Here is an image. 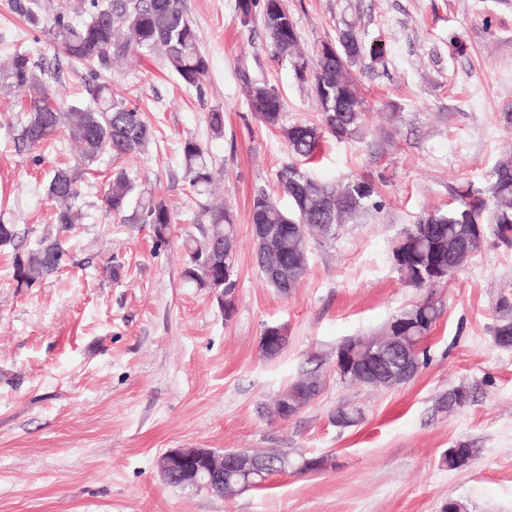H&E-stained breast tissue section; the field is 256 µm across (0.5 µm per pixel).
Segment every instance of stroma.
I'll list each match as a JSON object with an SVG mask.
<instances>
[{
  "mask_svg": "<svg viewBox=\"0 0 512 512\" xmlns=\"http://www.w3.org/2000/svg\"><path fill=\"white\" fill-rule=\"evenodd\" d=\"M310 54L357 18L365 40L384 39L387 63L363 61L357 76L370 108L366 137H326L315 176L382 177L385 207L313 246L307 274L281 296L254 260L251 203L275 195L290 156L283 139L253 116L247 81L280 92L289 123L317 120L310 82L275 61L260 24L242 27L237 0H184L210 69L201 90L183 86L156 55L113 67L114 93L147 113L156 144L125 167L166 199L176 222L156 247L145 224H124L101 207L108 166L90 168L68 233L67 266L29 288L12 280L11 249L0 247V512H512V349L495 345L498 302L512 298V241L487 237L436 291L443 311L426 342L428 363L409 383L372 389L343 384L336 347L381 330L424 298L404 286L390 256L423 212L447 208L452 189L483 187L512 144V0H282ZM35 60L61 67L52 92L85 96L80 70L57 43H32ZM14 93L0 90V220L27 241L55 232L42 193L51 170L75 149L18 151ZM224 136L211 138V109ZM397 113L387 121L386 113ZM207 146L215 191L237 225L236 311L225 318L208 289L184 284L182 242L202 240L208 222L195 204L180 142ZM40 163H33V155ZM288 344L276 358L258 347L266 326ZM317 360L319 396L296 415L271 413L278 392ZM473 385L477 398L448 413L438 398ZM364 411L355 426L332 421L337 407ZM477 448L448 470L449 448ZM173 448H271L324 456L325 469L271 476L234 498L167 484L157 460Z\"/></svg>",
  "mask_w": 512,
  "mask_h": 512,
  "instance_id": "stroma-1",
  "label": "stroma"
}]
</instances>
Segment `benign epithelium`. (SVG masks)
<instances>
[{"label": "benign epithelium", "instance_id": "7a95c632", "mask_svg": "<svg viewBox=\"0 0 512 512\" xmlns=\"http://www.w3.org/2000/svg\"><path fill=\"white\" fill-rule=\"evenodd\" d=\"M253 240L256 249L265 254L270 250V235L266 225H252ZM280 327L268 326L260 338L259 348L262 352L274 349L282 340L279 336ZM393 344L380 346L368 352L363 362L352 353L340 350L336 355V371L343 377L356 374L375 377L388 374L390 377L407 379L411 375L410 363L399 361L397 365L390 363ZM258 466V462L246 450H226L218 452L211 448H174L166 451L158 461L160 475L164 478L175 472L186 477L184 486L191 489L206 487L224 491V477L250 470Z\"/></svg>", "mask_w": 512, "mask_h": 512}]
</instances>
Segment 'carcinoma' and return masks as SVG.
Returning a JSON list of instances; mask_svg holds the SVG:
<instances>
[{"mask_svg":"<svg viewBox=\"0 0 512 512\" xmlns=\"http://www.w3.org/2000/svg\"><path fill=\"white\" fill-rule=\"evenodd\" d=\"M11 12L22 19L33 41L48 36L56 42L67 62H86L82 81L89 95L86 104L64 107L51 92L49 80L60 78L35 61L31 50L16 43L0 65V80L6 87L26 91L19 103V116L13 127V140L20 151H33L55 137L79 144L81 164L55 168L44 192L56 204L57 235L43 236L32 246L21 245V232L15 224L0 223V246L10 247L12 278L18 288H29L44 276L68 262V252L60 235L71 231L84 219L76 205L81 195L85 167L104 160L117 162L142 151L156 137V130L145 114L127 99L112 95V84L103 78L112 60L132 53L163 54L168 68L187 87L198 89L210 64L199 46L196 30L184 9V0H60L51 16L42 14L40 0H9ZM239 22L247 27L260 20L265 44L273 57L289 62L296 74L310 80L319 105V123L284 124L283 99L266 82L248 83V100L255 118L265 127L280 130L291 160L276 173V180L290 200L282 209L263 189L255 192L251 212L253 221L268 225L271 242L292 288L304 280L308 265L300 256L310 254L312 246L328 245L346 224H356L370 211L383 208L375 180L360 177L341 187L313 176L306 164L314 158L320 141L330 134L340 141L363 138L367 101L354 75L364 57L374 64L386 61V45L376 39L367 45L357 26L344 23L334 44L335 52L317 53L309 60L298 51V35L293 18L282 0H239ZM210 136L224 135V112L213 109L207 118ZM180 153L189 186L208 217L205 242L201 246L188 239L184 243L186 262L183 280L197 288L209 287L224 297V310L235 311L236 280L234 256L211 250L216 243L236 242L237 231L231 212L224 204L209 198L214 181L207 149L189 137L180 144ZM102 208L127 224L150 226L156 246L169 241L173 215L166 200L142 186L137 174L123 166L112 167ZM481 224L485 232L511 239L512 231V155L503 156L494 167L483 189L471 186L455 193L446 210L417 217L401 233L392 248V262L401 280L413 288L442 284L448 277L424 280L420 270L436 266L443 271L461 267V258L482 250L484 240L464 235L463 225ZM502 316L494 337H512V302L503 299ZM442 315L439 302L429 297L403 309L389 322L401 326L402 355L418 367L427 363L426 349L417 347L420 336L429 333ZM324 379L319 368L304 371L283 388L277 398L286 397L307 406L321 393ZM476 388L458 385L448 388L438 401L440 408L456 410L475 399ZM364 412L357 406H339L332 416L337 426L357 425ZM261 468L249 472L253 486L281 472L310 470L306 458L286 450L254 453Z\"/></svg>","mask_w":512,"mask_h":512,"instance_id":"obj_1","label":"carcinoma"}]
</instances>
